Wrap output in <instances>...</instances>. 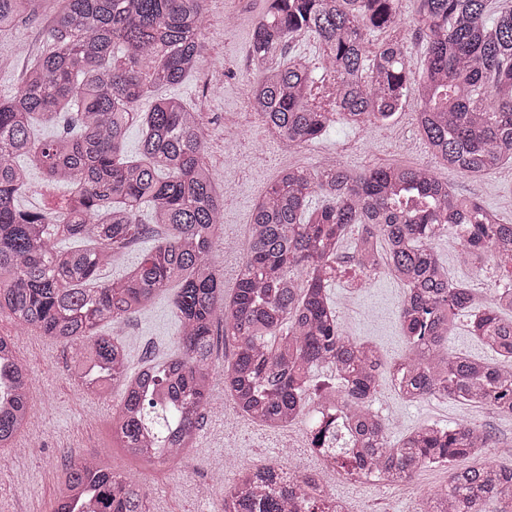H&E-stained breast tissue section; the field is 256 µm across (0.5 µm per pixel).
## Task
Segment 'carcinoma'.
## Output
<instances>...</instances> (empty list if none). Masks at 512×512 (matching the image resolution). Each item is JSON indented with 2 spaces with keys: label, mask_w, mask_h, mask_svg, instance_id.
Returning a JSON list of instances; mask_svg holds the SVG:
<instances>
[{
  "label": "carcinoma",
  "mask_w": 512,
  "mask_h": 512,
  "mask_svg": "<svg viewBox=\"0 0 512 512\" xmlns=\"http://www.w3.org/2000/svg\"><path fill=\"white\" fill-rule=\"evenodd\" d=\"M42 0H0V35L38 14ZM415 30L424 44L414 58L405 35L375 50L368 36L396 30L405 0H266L254 24L251 106L267 130L290 148L318 140L331 114L309 101L316 81L336 84V111L352 123L378 120L412 92L416 123L438 163L468 177L512 164V3L416 0ZM206 0H61L46 49L29 64L18 91L0 99V313L74 350L72 377L82 394L119 391L112 437L145 470L183 462L194 447L213 397L215 329L224 328V397L255 422L286 425L333 393L336 411L361 441L358 454L337 450L342 468L411 476L451 465L448 485L423 498L421 512H512V467L486 461L492 436L474 425H423L396 445L376 423L372 402L382 379L405 399L450 397L512 418V285L494 305L479 290L448 278L433 241L454 237L472 265L485 259L512 275V224L466 199L431 169L390 163L363 171L323 162L290 166L255 204L237 271L224 296L214 261L224 192L205 160L203 120L181 98L140 100L195 72ZM312 36L318 61L290 54ZM67 127L37 142L31 121ZM142 128L143 158L123 157L128 130ZM30 158L49 181L70 186L59 210L28 209L18 164ZM327 202L312 205L315 194ZM164 237L124 276L99 281L112 255L148 228ZM362 231L351 267L387 273L407 291L399 321L407 353L387 366L379 354L342 333L328 287L337 249L349 228ZM85 239L92 249H65ZM181 324V355L132 374L124 344L101 331L145 308L171 283ZM470 312L471 332L502 358L442 353L457 316ZM334 382L309 395L315 368ZM33 375L14 340L0 336V447L11 448L32 417ZM312 450L337 441L336 418L311 411ZM305 485L280 486L271 467L233 473L223 512H325ZM148 493L114 470L107 452L71 462L52 512H145Z\"/></svg>",
  "instance_id": "1"
}]
</instances>
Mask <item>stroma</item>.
I'll return each mask as SVG.
<instances>
[{"instance_id":"35a3bbf8","label":"stroma","mask_w":512,"mask_h":512,"mask_svg":"<svg viewBox=\"0 0 512 512\" xmlns=\"http://www.w3.org/2000/svg\"><path fill=\"white\" fill-rule=\"evenodd\" d=\"M264 8L265 0H209L199 68L181 84L156 89L154 95L176 94L190 107L202 109L209 134L206 160L217 182L234 184L231 199L224 203V236L232 248L216 253V262L227 280L235 278L255 200L291 164L312 166L328 159L358 170L394 162L431 164L458 194L495 210L505 223L512 224V166L482 177H465L435 164L416 130L415 96L407 97L394 124L368 130L338 121L319 140L298 151H288L264 130L231 127L234 114L244 107L242 89L250 78L249 41ZM48 24L45 15L28 18L0 36V98L17 91L31 57L42 50ZM154 97L143 99L140 111H148ZM22 164L30 183L22 206L56 207L66 196L65 187L46 183L30 159H23ZM435 249L453 281L480 289L498 288L507 282L505 274L493 266L459 264L447 239L437 240ZM404 293V285L386 274L360 282L346 272L329 288L343 332L374 345L387 362L404 352L399 328ZM173 296L170 290L159 294L123 324L120 339L126 347L130 372H137L148 361L178 355L181 329L172 312ZM0 335L14 337L36 385L31 424L18 434L15 449L0 448V512H52L57 488L68 465L105 448L111 451L115 470L131 479L150 482L153 492L148 512H220L225 486L217 482L214 469L228 454L258 465L265 462L269 446L281 443L294 449L295 462L312 471L317 468L316 456L308 443L307 419H298L286 430L273 432L242 418L236 429L228 433L224 430V417L233 411L228 403L223 413L205 414L190 461L165 470H143L112 441L116 394L88 399L70 379L67 370L72 362V348L29 333L3 313ZM373 409L381 415H394L389 429V441L393 444L425 424L474 421L493 434L495 446L489 452V462L512 466V418L437 396L409 404L400 399L387 380L377 390ZM447 480L446 468H426L417 475L414 489L400 496H389L376 487H342L338 493L351 499L356 512H416L420 491L438 490Z\"/></svg>"}]
</instances>
